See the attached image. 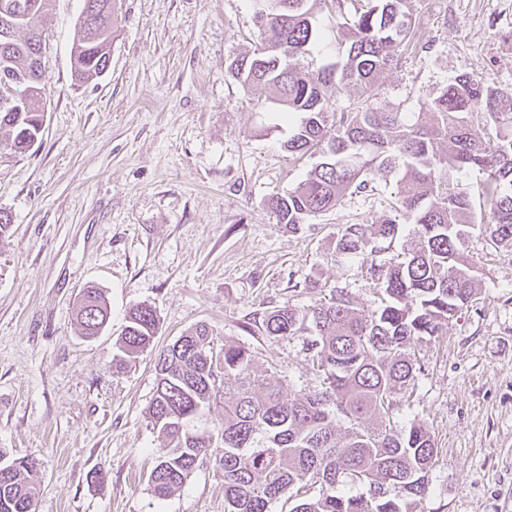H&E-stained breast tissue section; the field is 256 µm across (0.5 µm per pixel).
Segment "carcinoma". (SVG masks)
<instances>
[{
    "label": "carcinoma",
    "instance_id": "cac0c4a2",
    "mask_svg": "<svg viewBox=\"0 0 512 512\" xmlns=\"http://www.w3.org/2000/svg\"><path fill=\"white\" fill-rule=\"evenodd\" d=\"M0 12V71L18 74L0 91V150L28 152L41 135L47 91L42 65L45 22L55 0H8ZM71 67L80 81L108 67L117 16L109 0H82ZM409 0H365L344 12V0H256L260 41L234 58L227 73L248 90H275L254 106H275L292 133L291 154L321 155L295 189L267 201L275 224L297 232L341 200L390 176L398 192L394 216L379 224H342L331 261H351L376 282L378 303L366 314L339 288L306 307L285 303L254 312L264 336H307L322 377L319 391L293 398L253 369L251 352L224 344L196 326L162 349L155 362L156 391L148 407L163 453L148 483L165 499L194 470L214 462L224 471V512H417L430 491L437 448L418 419L394 416L397 397L414 381L410 341L440 336L448 319L472 301L475 263L466 254L472 236L494 249L512 248V94L463 73L420 112L371 106L382 78L420 41ZM336 15L327 25L322 12ZM334 49L315 73L306 60ZM350 89L358 105L335 118L326 92ZM483 118L487 138L471 133ZM476 170L482 179L464 183ZM479 200L484 213L473 210ZM412 226L414 247L397 261H381L379 241ZM110 312L96 288L81 291L77 320L87 338L101 333ZM159 317L147 304L131 308L121 351L134 358L152 346ZM224 407L219 429L206 426L211 407ZM221 449L213 455L212 449ZM37 458L7 459L0 449V512H34ZM341 486L360 489L356 494Z\"/></svg>",
    "mask_w": 512,
    "mask_h": 512
}]
</instances>
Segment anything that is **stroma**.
<instances>
[{"instance_id":"1","label":"stroma","mask_w":512,"mask_h":512,"mask_svg":"<svg viewBox=\"0 0 512 512\" xmlns=\"http://www.w3.org/2000/svg\"><path fill=\"white\" fill-rule=\"evenodd\" d=\"M80 0H55L46 34L48 110L38 142L0 154V448L35 456V512H224V475L197 468L170 497L148 478L164 442L147 408L154 351L112 369L127 311L160 316L157 348L190 327L249 349L287 397L320 380L301 339L251 330L248 316L315 299L305 279L370 307L375 284L331 262L336 229L390 216L395 181L345 196L309 228L275 226L264 206L305 179L291 130L258 112L226 72L260 38L255 0H121L110 62L75 80ZM427 51L386 73L375 107L420 111L461 73L512 93V0H410ZM476 294L443 335L412 340L409 405L438 450L421 512H512V249L474 237ZM100 288L112 319L81 336L76 307ZM104 481H97L96 471Z\"/></svg>"}]
</instances>
